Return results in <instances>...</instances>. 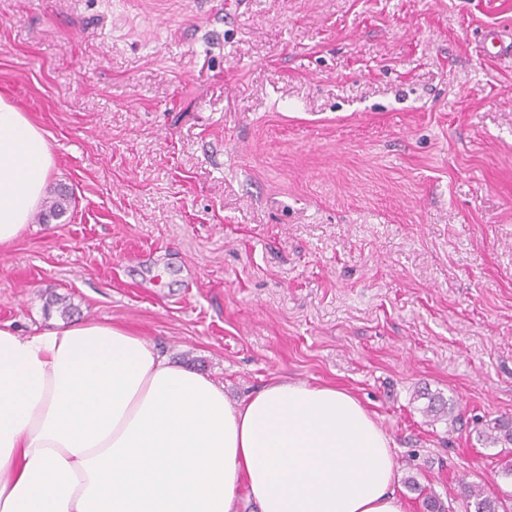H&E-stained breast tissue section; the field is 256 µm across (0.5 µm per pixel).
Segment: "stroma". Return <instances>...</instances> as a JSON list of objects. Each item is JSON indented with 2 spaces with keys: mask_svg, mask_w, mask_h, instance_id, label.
Wrapping results in <instances>:
<instances>
[{
  "mask_svg": "<svg viewBox=\"0 0 512 512\" xmlns=\"http://www.w3.org/2000/svg\"><path fill=\"white\" fill-rule=\"evenodd\" d=\"M512 0H0V96L60 218L0 248V325L122 324L229 401L357 396L450 512L512 498ZM69 314H62V307ZM454 402L429 421L421 390ZM478 438L492 445H512V423L501 419L486 421ZM463 497L469 504H473L475 512H511V507L506 508L498 497L492 496L487 493L484 486L474 483L463 484Z\"/></svg>",
  "mask_w": 512,
  "mask_h": 512,
  "instance_id": "stroma-1",
  "label": "stroma"
}]
</instances>
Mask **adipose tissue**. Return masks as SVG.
<instances>
[{"instance_id": "ef3b65f1", "label": "adipose tissue", "mask_w": 512, "mask_h": 512, "mask_svg": "<svg viewBox=\"0 0 512 512\" xmlns=\"http://www.w3.org/2000/svg\"><path fill=\"white\" fill-rule=\"evenodd\" d=\"M55 165L0 97V247ZM394 442L358 398L277 377L230 402L142 336L100 321L0 327V512H407Z\"/></svg>"}]
</instances>
